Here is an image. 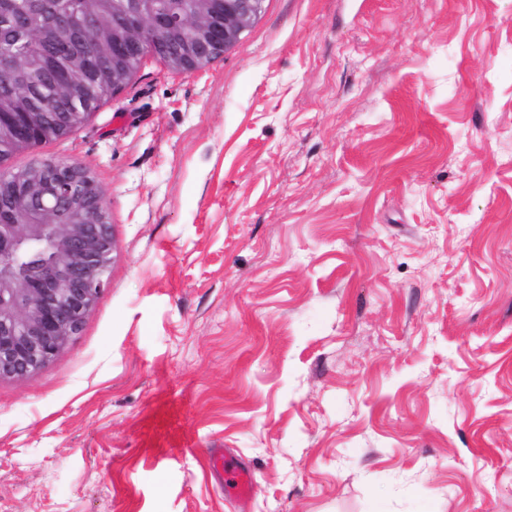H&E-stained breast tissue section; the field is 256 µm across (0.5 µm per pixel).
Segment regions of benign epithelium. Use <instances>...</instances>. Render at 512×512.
Instances as JSON below:
<instances>
[{
    "label": "benign epithelium",
    "instance_id": "obj_1",
    "mask_svg": "<svg viewBox=\"0 0 512 512\" xmlns=\"http://www.w3.org/2000/svg\"><path fill=\"white\" fill-rule=\"evenodd\" d=\"M264 0H194L187 14L124 13L109 25L90 10L52 14L33 32L45 42L80 30L59 47L63 84L26 112L0 113V142L30 148L33 136L72 132L90 113L58 112L79 102L75 73L93 67L117 80L133 54L152 53L175 71H193L234 46L259 17ZM105 193L80 165L51 162L28 172H0V380L23 381L52 362L80 331L108 286L115 243Z\"/></svg>",
    "mask_w": 512,
    "mask_h": 512
}]
</instances>
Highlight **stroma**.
Wrapping results in <instances>:
<instances>
[{
	"label": "stroma",
	"mask_w": 512,
	"mask_h": 512,
	"mask_svg": "<svg viewBox=\"0 0 512 512\" xmlns=\"http://www.w3.org/2000/svg\"><path fill=\"white\" fill-rule=\"evenodd\" d=\"M46 161L116 250L0 380V512H512V0H264L0 169ZM217 463L223 462L224 487L239 498H247L253 489V473L250 467L238 463L235 458L219 449L212 451Z\"/></svg>",
	"instance_id": "stroma-1"
}]
</instances>
